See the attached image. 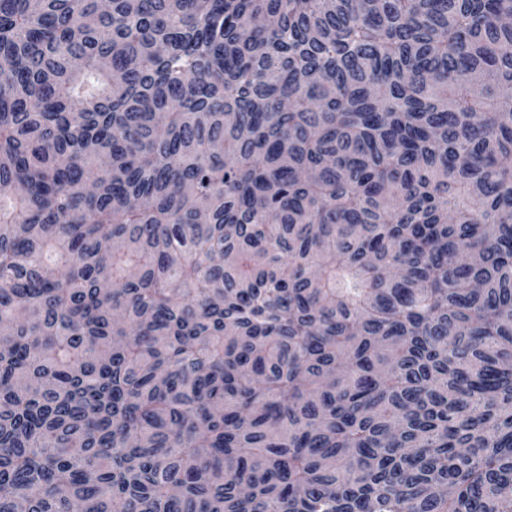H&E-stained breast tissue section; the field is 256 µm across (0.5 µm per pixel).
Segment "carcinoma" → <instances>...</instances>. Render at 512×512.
Masks as SVG:
<instances>
[{
    "label": "carcinoma",
    "instance_id": "carcinoma-1",
    "mask_svg": "<svg viewBox=\"0 0 512 512\" xmlns=\"http://www.w3.org/2000/svg\"><path fill=\"white\" fill-rule=\"evenodd\" d=\"M0 512H512V0H0Z\"/></svg>",
    "mask_w": 512,
    "mask_h": 512
}]
</instances>
